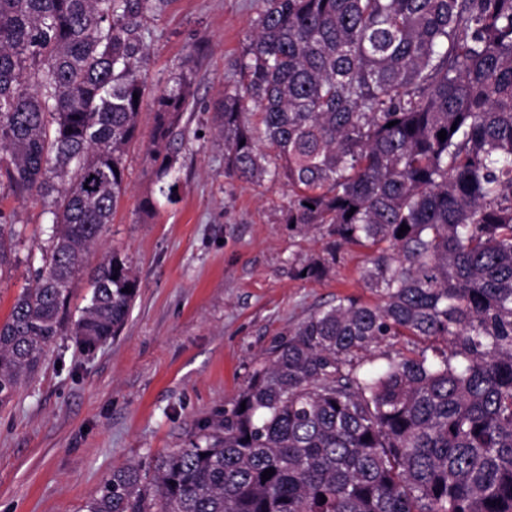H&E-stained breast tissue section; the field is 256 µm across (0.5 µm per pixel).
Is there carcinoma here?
Instances as JSON below:
<instances>
[{
	"label": "carcinoma",
	"mask_w": 512,
	"mask_h": 512,
	"mask_svg": "<svg viewBox=\"0 0 512 512\" xmlns=\"http://www.w3.org/2000/svg\"><path fill=\"white\" fill-rule=\"evenodd\" d=\"M164 2L0 0V188L52 215L34 284L0 322V407L59 338L91 351L127 322L138 280L115 250L76 319L70 303L126 193L142 21ZM263 3L209 108L224 175L284 181L285 222L326 230L308 277L370 247L378 302L339 296L288 329L223 415L147 469H113L84 512H512V0ZM152 104L147 153L172 202L165 143L191 79ZM19 237L0 212V269Z\"/></svg>",
	"instance_id": "carcinoma-1"
}]
</instances>
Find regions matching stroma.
Instances as JSON below:
<instances>
[{"instance_id": "35a3bbf8", "label": "stroma", "mask_w": 512, "mask_h": 512, "mask_svg": "<svg viewBox=\"0 0 512 512\" xmlns=\"http://www.w3.org/2000/svg\"><path fill=\"white\" fill-rule=\"evenodd\" d=\"M263 0H166L143 24L150 93L190 66L194 105L184 112L176 174L180 197L159 201L146 145L155 125L144 105L126 156L128 192L98 246L94 269L119 250L138 295L122 333L94 352L65 336L33 379L0 408V512H80L114 468L149 464L186 447L200 424L223 412L272 342L315 310L352 296L377 297L362 274L370 248L350 244L319 278L302 266L326 257L321 230L285 223L288 188L224 175V148L209 105L231 84ZM206 53L189 54L196 44ZM157 199L153 211L143 203ZM21 243L0 268V320L32 280L51 221L41 201L0 196Z\"/></svg>"}]
</instances>
